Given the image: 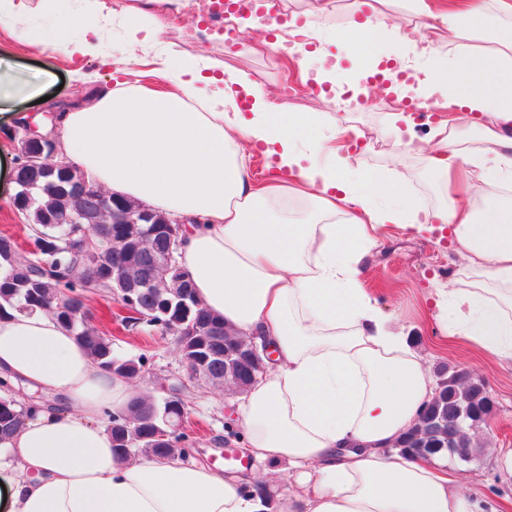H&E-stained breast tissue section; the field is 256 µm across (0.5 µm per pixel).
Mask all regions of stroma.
I'll return each mask as SVG.
<instances>
[{
    "instance_id": "1",
    "label": "stroma",
    "mask_w": 512,
    "mask_h": 512,
    "mask_svg": "<svg viewBox=\"0 0 512 512\" xmlns=\"http://www.w3.org/2000/svg\"><path fill=\"white\" fill-rule=\"evenodd\" d=\"M200 18L210 32H223V15L207 11L201 0H178L176 8L162 13L161 38L174 55L210 59L243 70L275 100L285 104L287 111H322L318 89L303 84L300 77H284L268 55L250 54L247 35L238 34L217 43L207 35L194 33L193 27ZM0 37L23 69H48L63 75L62 87L52 86L46 91L51 101L78 99L99 89H109L118 79L112 57L121 50L120 35L111 22L102 25L97 52L74 60L62 49L37 52L20 36H9L7 28L1 26ZM339 68L338 113L350 128L351 164L387 172L407 170L408 192L416 203L425 207L442 204L437 177L415 154H390L376 140L385 113L401 109L395 97L358 93L359 70L353 59H342ZM375 235L378 244L362 262V286L386 315L391 329L400 333L410 350L423 359L429 374L442 368L461 370L487 383L494 401L493 412L473 433V460L456 466L454 472L462 486L477 487L503 502L504 512H512V472L502 464L504 457L512 454V359H497L466 339L442 335L436 317L434 290L452 287L463 259L447 243L417 234L401 224L379 225ZM111 328L118 338L116 349L121 355L147 358L143 374L136 382L138 390L160 399L175 377L186 376L187 370L174 352L170 337L142 323L131 331L117 321ZM186 398L192 406L189 434L194 440L187 450V459L203 463L227 448L242 453L244 431L237 417L241 393L202 380L188 383Z\"/></svg>"
}]
</instances>
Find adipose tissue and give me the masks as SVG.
Masks as SVG:
<instances>
[{
  "label": "adipose tissue",
  "mask_w": 512,
  "mask_h": 512,
  "mask_svg": "<svg viewBox=\"0 0 512 512\" xmlns=\"http://www.w3.org/2000/svg\"><path fill=\"white\" fill-rule=\"evenodd\" d=\"M412 20L384 16L356 0L338 35L328 5L290 13L295 25L254 52L277 46L301 76L335 83L340 55L361 77L382 63L410 70L401 97L423 99L446 117L416 141L405 112L389 113L377 138L410 150L432 169L447 198L423 209L394 178L353 168L348 129L329 112H287L248 74L176 57L161 40L169 0H130L119 14L143 84L118 88L60 113L61 150L112 195L184 220L179 263L197 299L226 327L270 345L274 365L243 396L238 412L246 451L293 490L268 506L238 476L197 463L120 456L103 422L135 396L124 378L99 368L73 333L51 315H0V379L36 391L29 415L0 443V512H497L479 492H462L437 461L393 453L417 423L435 388L427 368L394 333L360 283L375 230L401 224L448 232L465 260L454 286L438 291L444 332L512 359V207L478 211L463 197L490 196L512 180V0L494 12L469 0H405ZM107 0H82L69 27L25 33L35 50L96 51ZM443 28L446 44L427 30ZM0 49V112L42 97L53 74L24 80ZM169 88L154 86V78ZM311 125L313 137L300 128ZM478 126L483 145L464 150L461 129ZM262 146L273 174L254 183L246 149ZM314 203L320 223L295 216ZM345 223H336V216ZM63 395L65 407L45 396Z\"/></svg>",
  "instance_id": "adipose-tissue-1"
}]
</instances>
